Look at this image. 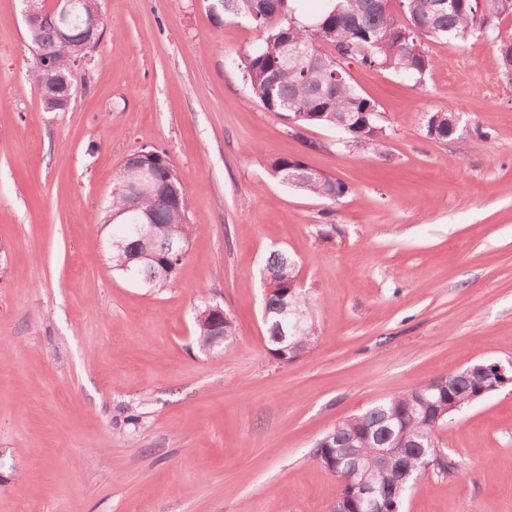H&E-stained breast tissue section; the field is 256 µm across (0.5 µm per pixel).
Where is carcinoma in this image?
<instances>
[{
  "mask_svg": "<svg viewBox=\"0 0 512 512\" xmlns=\"http://www.w3.org/2000/svg\"><path fill=\"white\" fill-rule=\"evenodd\" d=\"M290 2L218 0L216 5L224 16L245 20L261 31L260 41L243 49L237 62L252 98L295 128L321 126L338 131L342 149L361 147L377 153L384 137V126L374 114L375 105L350 81L344 67L346 58L356 59L364 66L420 77L432 64L421 49V38L452 43L483 37L496 44L503 68L512 66V38H501L497 26V20L505 13L503 0H322V10L303 20L296 17ZM394 3L406 21L397 19ZM94 7L92 0L75 3L67 19L72 39H78L83 31L80 20ZM61 27L59 12L48 9L36 32L28 33V37L40 42L56 66L65 71L71 64L73 48L57 40ZM322 44L330 46L333 53L323 52ZM291 46L308 50V68L288 63ZM427 134L438 139L450 136L448 113L429 115ZM139 163L160 187L174 184L178 195L163 203L153 193L142 194L132 213L128 211L130 192L112 189L108 210L119 215L121 222L112 238L122 237L126 221L155 225L153 238L148 242L154 258H134L141 246L130 240L126 242L127 262L112 260V271L145 288H164L174 281L181 264L169 259L170 246L187 248L190 244L189 202L166 151L145 147L141 149ZM267 172L283 184L333 204L347 192L344 183L308 168L296 158H272L267 163ZM259 275L261 282L275 288L264 299L263 308L269 353L279 361H292L313 349L319 339L313 300L306 292L289 293L299 267L285 249L270 250ZM208 308L206 302L195 315V338L204 349L212 348L218 335L230 338L236 331L229 314H224V320L216 325ZM290 309L299 313L300 331L284 341L280 327ZM484 380L483 362L479 361L461 369L438 388L430 381L375 403L327 432L316 443L315 457L328 470L347 472L356 462L352 455H358L357 479L374 488L382 499L394 501L400 507L421 475L423 463L444 474L454 468L438 429L452 420L456 412L442 417L439 412L450 404L460 411L472 405L471 395ZM401 432L408 434L403 455L388 464L380 463L377 450L388 447V441ZM347 493V487L337 483L330 512H345L352 507Z\"/></svg>",
  "mask_w": 512,
  "mask_h": 512,
  "instance_id": "cac0c4a2",
  "label": "carcinoma"
}]
</instances>
